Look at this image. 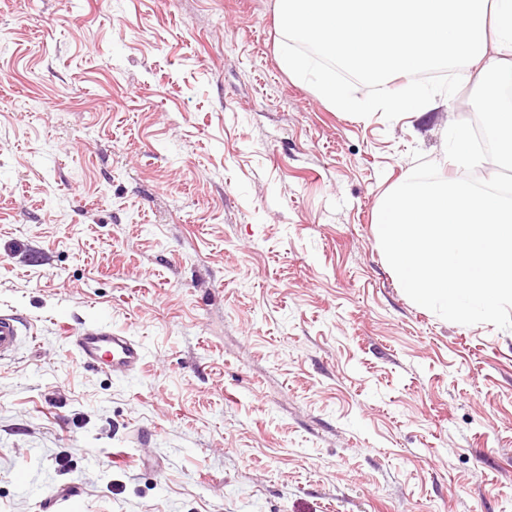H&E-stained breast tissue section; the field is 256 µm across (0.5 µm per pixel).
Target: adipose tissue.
<instances>
[{"label": "adipose tissue", "mask_w": 512, "mask_h": 512, "mask_svg": "<svg viewBox=\"0 0 512 512\" xmlns=\"http://www.w3.org/2000/svg\"><path fill=\"white\" fill-rule=\"evenodd\" d=\"M290 34L382 83L396 72L399 94L372 108L418 114L428 101L417 73L447 63L486 83L512 70V0H277Z\"/></svg>", "instance_id": "obj_1"}]
</instances>
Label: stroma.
Wrapping results in <instances>:
<instances>
[{
    "mask_svg": "<svg viewBox=\"0 0 512 512\" xmlns=\"http://www.w3.org/2000/svg\"><path fill=\"white\" fill-rule=\"evenodd\" d=\"M300 46L276 0H0V512H512V330L417 307L375 224L412 150L459 177L474 87L341 112ZM18 321L12 315H0V360H7L23 341ZM74 337L84 363H104L112 372L134 373L144 360L143 348L133 336L114 333L106 326L85 328Z\"/></svg>",
    "mask_w": 512,
    "mask_h": 512,
    "instance_id": "obj_1",
    "label": "stroma"
}]
</instances>
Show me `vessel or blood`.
<instances>
[{
	"instance_id": "vessel-or-blood-1",
	"label": "vessel or blood",
	"mask_w": 512,
	"mask_h": 512,
	"mask_svg": "<svg viewBox=\"0 0 512 512\" xmlns=\"http://www.w3.org/2000/svg\"><path fill=\"white\" fill-rule=\"evenodd\" d=\"M22 341L17 319L0 315V360L10 358ZM75 347L83 362L103 363L117 373L136 372L144 360L143 348L134 337L112 332L106 326L84 329L76 336Z\"/></svg>"
}]
</instances>
